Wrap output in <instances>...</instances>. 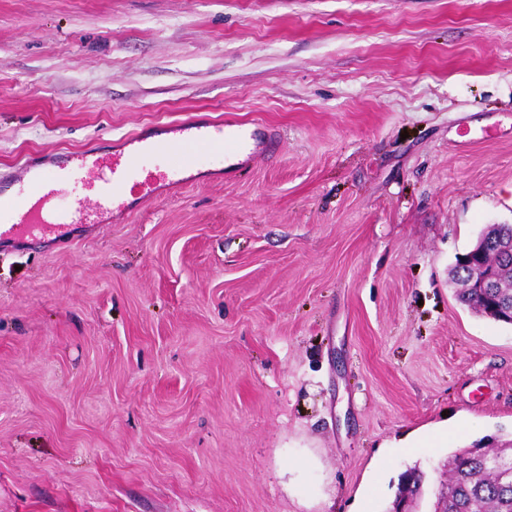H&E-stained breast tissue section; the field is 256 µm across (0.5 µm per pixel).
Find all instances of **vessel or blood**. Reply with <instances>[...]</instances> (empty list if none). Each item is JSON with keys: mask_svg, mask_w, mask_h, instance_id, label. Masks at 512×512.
Here are the masks:
<instances>
[{"mask_svg": "<svg viewBox=\"0 0 512 512\" xmlns=\"http://www.w3.org/2000/svg\"><path fill=\"white\" fill-rule=\"evenodd\" d=\"M169 139H156L151 130L126 137L120 149L109 155L79 153L67 163L49 170H38L30 187L8 197H0V240L23 241L59 238L74 224H99L126 210L128 192L151 199L164 186L180 188L195 182L199 166L191 144L207 145L217 152L262 150L267 145L259 129H247L211 118L193 115L183 122L169 123ZM96 178L87 183L98 205L94 211L83 208L80 200L57 207L55 201L67 186L84 182L86 170Z\"/></svg>", "mask_w": 512, "mask_h": 512, "instance_id": "vessel-or-blood-1", "label": "vessel or blood"}]
</instances>
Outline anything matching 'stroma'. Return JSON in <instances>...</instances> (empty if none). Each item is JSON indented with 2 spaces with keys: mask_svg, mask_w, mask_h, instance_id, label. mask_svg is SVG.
Instances as JSON below:
<instances>
[{
  "mask_svg": "<svg viewBox=\"0 0 512 512\" xmlns=\"http://www.w3.org/2000/svg\"><path fill=\"white\" fill-rule=\"evenodd\" d=\"M191 114L279 153L0 243V512H388L512 433L452 280L512 224V0H0V194Z\"/></svg>",
  "mask_w": 512,
  "mask_h": 512,
  "instance_id": "1",
  "label": "stroma"
}]
</instances>
